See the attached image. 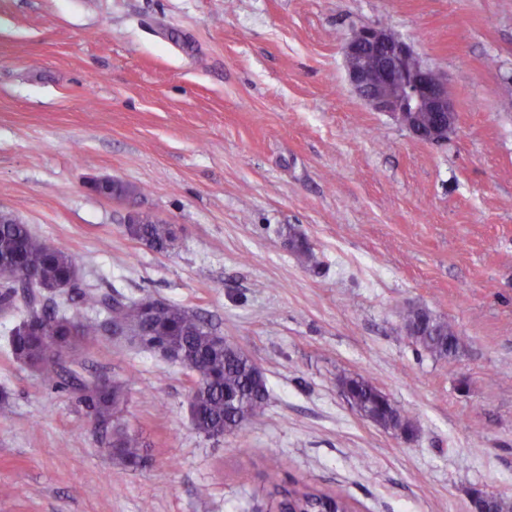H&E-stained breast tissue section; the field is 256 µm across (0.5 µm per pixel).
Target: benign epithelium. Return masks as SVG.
Listing matches in <instances>:
<instances>
[{"instance_id":"1","label":"benign epithelium","mask_w":512,"mask_h":512,"mask_svg":"<svg viewBox=\"0 0 512 512\" xmlns=\"http://www.w3.org/2000/svg\"><path fill=\"white\" fill-rule=\"evenodd\" d=\"M354 91L375 111L393 115L415 137L439 143L455 124L448 78L424 64L415 68L412 47L388 28L364 26L341 47Z\"/></svg>"}]
</instances>
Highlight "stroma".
Wrapping results in <instances>:
<instances>
[{
  "mask_svg": "<svg viewBox=\"0 0 512 512\" xmlns=\"http://www.w3.org/2000/svg\"><path fill=\"white\" fill-rule=\"evenodd\" d=\"M362 25L447 75L446 142L355 94L339 47ZM0 211L71 255L80 288L199 315L269 389L210 439L180 363L103 336L46 380L0 311V512H275L276 483L344 489L355 512L512 497V0H0ZM134 213L173 226L169 251L127 235ZM409 306L454 326L457 357L416 350ZM350 375L414 435L362 418ZM98 377L128 383L143 470L82 401Z\"/></svg>",
  "mask_w": 512,
  "mask_h": 512,
  "instance_id": "1",
  "label": "stroma"
}]
</instances>
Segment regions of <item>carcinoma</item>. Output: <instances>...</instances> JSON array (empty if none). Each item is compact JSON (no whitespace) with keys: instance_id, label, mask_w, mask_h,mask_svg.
Returning <instances> with one entry per match:
<instances>
[{"instance_id":"carcinoma-1","label":"carcinoma","mask_w":512,"mask_h":512,"mask_svg":"<svg viewBox=\"0 0 512 512\" xmlns=\"http://www.w3.org/2000/svg\"><path fill=\"white\" fill-rule=\"evenodd\" d=\"M127 233L159 252L166 250L174 237L170 224H129ZM0 261L30 279V286L26 287V305L30 308L38 301L36 283L67 279L75 268L70 255L41 242L27 225L12 219L0 221ZM80 300L89 308L104 311L112 321L142 331L144 345L153 348L159 344L182 355L181 364L194 375L189 413L199 433L208 438L232 434L263 410L268 389L261 370L240 347L227 340L219 341L195 314L168 303L148 318L136 300L124 301L90 291L80 293ZM402 324L418 350L434 358L454 357L463 348V339L452 325L423 308H408ZM101 329L99 321H83L74 330L63 317L50 326L47 335L18 324L11 330L8 343L17 361L37 367L41 376L50 380L58 373L63 353L96 340ZM342 385L355 393L362 408H371L376 387L367 377H344ZM82 391V400L92 418L112 427L109 452L113 461L128 470L145 467L148 458L142 437L120 418L127 401L126 382L100 384L90 380L82 384ZM273 493L281 496L278 506L295 512H351L349 495L342 490L325 493L308 486L288 489L276 484Z\"/></svg>"}]
</instances>
